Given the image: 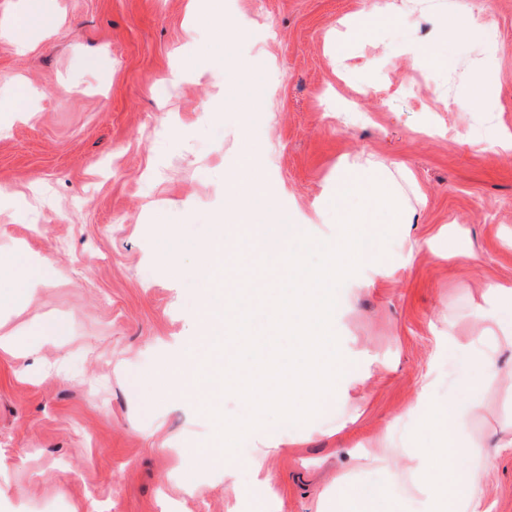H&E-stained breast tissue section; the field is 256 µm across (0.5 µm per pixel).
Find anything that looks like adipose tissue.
Returning <instances> with one entry per match:
<instances>
[{"mask_svg":"<svg viewBox=\"0 0 512 512\" xmlns=\"http://www.w3.org/2000/svg\"><path fill=\"white\" fill-rule=\"evenodd\" d=\"M482 296L484 304L471 323L475 338L455 329L448 332L464 367L460 395L430 405L420 400L413 407L421 415L422 427L436 437L432 446L408 454L412 479L419 488L418 512H483L481 492L491 462L470 431L485 404V390L467 368L476 363L492 365L500 347H512V285L486 281Z\"/></svg>","mask_w":512,"mask_h":512,"instance_id":"1","label":"adipose tissue"}]
</instances>
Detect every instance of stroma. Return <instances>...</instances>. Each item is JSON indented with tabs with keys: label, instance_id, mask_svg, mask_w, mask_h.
Listing matches in <instances>:
<instances>
[{
	"label": "stroma",
	"instance_id": "1",
	"mask_svg": "<svg viewBox=\"0 0 512 512\" xmlns=\"http://www.w3.org/2000/svg\"><path fill=\"white\" fill-rule=\"evenodd\" d=\"M384 1L223 0L226 29L256 33L242 42L192 21V0H45L58 23L22 47L29 0H0V334L29 342L0 350V512H253L251 472L198 456L208 416L154 399L150 382L198 328L201 246L246 142L269 190L251 204L259 224L331 240L336 208L314 204L344 157L405 166L428 199L383 246L398 263L360 270L336 304L339 348L365 383L283 429L262 471L263 512H319L343 474L377 491L375 512H399L407 466L349 451L384 435L402 456L433 443L409 407L459 390L448 321L483 306L485 280L512 283V151L489 142L512 131V0H388L393 25L338 48L346 23ZM447 15L480 34L444 37ZM421 42L435 64L409 55ZM481 74L496 82L492 111L460 110ZM452 247L472 261H449ZM54 319L68 335H41ZM496 363L473 370L490 394L473 435L490 453L489 512H512L499 384L512 349Z\"/></svg>",
	"mask_w": 512,
	"mask_h": 512
}]
</instances>
